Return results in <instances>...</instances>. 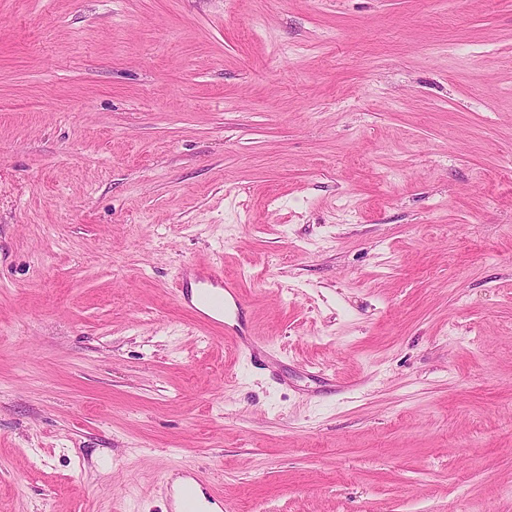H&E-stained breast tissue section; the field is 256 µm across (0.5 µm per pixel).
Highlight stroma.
Instances as JSON below:
<instances>
[{
	"mask_svg": "<svg viewBox=\"0 0 512 512\" xmlns=\"http://www.w3.org/2000/svg\"><path fill=\"white\" fill-rule=\"evenodd\" d=\"M183 467L512 512V0H0V512H168ZM174 297L178 306L212 335L224 336L247 351L257 344L252 340L255 334L251 327L245 330L234 323L239 316L233 318L231 310L234 306L239 312L243 305L240 286L237 279L224 276V270L218 264L184 265L181 279L174 289Z\"/></svg>",
	"mask_w": 512,
	"mask_h": 512,
	"instance_id": "stroma-1",
	"label": "stroma"
}]
</instances>
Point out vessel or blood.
<instances>
[{
    "label": "vessel or blood",
    "mask_w": 512,
    "mask_h": 512,
    "mask_svg": "<svg viewBox=\"0 0 512 512\" xmlns=\"http://www.w3.org/2000/svg\"><path fill=\"white\" fill-rule=\"evenodd\" d=\"M174 297L178 306L202 329L245 349L253 348V330L235 324L231 315L232 308L243 305L239 283L225 276L218 265L186 264ZM165 494L170 512H224L223 496L192 470H178L173 480L166 482Z\"/></svg>",
    "instance_id": "b4317fda"
}]
</instances>
